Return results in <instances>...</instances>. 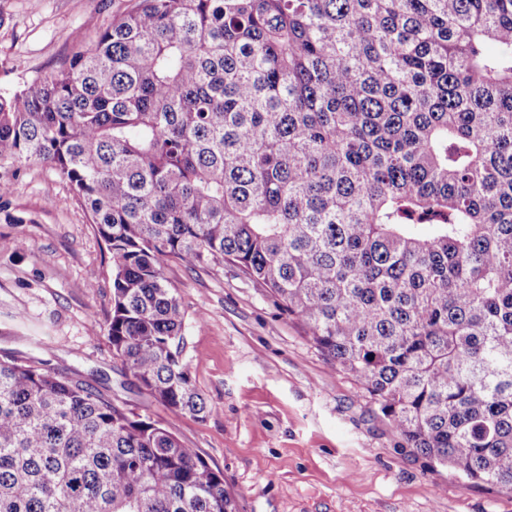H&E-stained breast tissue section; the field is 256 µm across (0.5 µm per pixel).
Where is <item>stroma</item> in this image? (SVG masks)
Wrapping results in <instances>:
<instances>
[{"label":"stroma","instance_id":"stroma-1","mask_svg":"<svg viewBox=\"0 0 512 512\" xmlns=\"http://www.w3.org/2000/svg\"><path fill=\"white\" fill-rule=\"evenodd\" d=\"M137 0H0V95L66 65ZM0 357H36L198 449L239 512H512V492L464 485L403 447L259 283L172 261L182 356L209 408L156 402L113 355L112 265L81 201L48 165H0Z\"/></svg>","mask_w":512,"mask_h":512}]
</instances>
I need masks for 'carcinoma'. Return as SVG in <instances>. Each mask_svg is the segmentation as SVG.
<instances>
[{"mask_svg": "<svg viewBox=\"0 0 512 512\" xmlns=\"http://www.w3.org/2000/svg\"><path fill=\"white\" fill-rule=\"evenodd\" d=\"M80 45L0 96V163L83 203L139 385L207 416L164 268L227 262L405 447L512 491V0H139ZM0 512L238 510L198 449L9 357Z\"/></svg>", "mask_w": 512, "mask_h": 512, "instance_id": "cac0c4a2", "label": "carcinoma"}]
</instances>
